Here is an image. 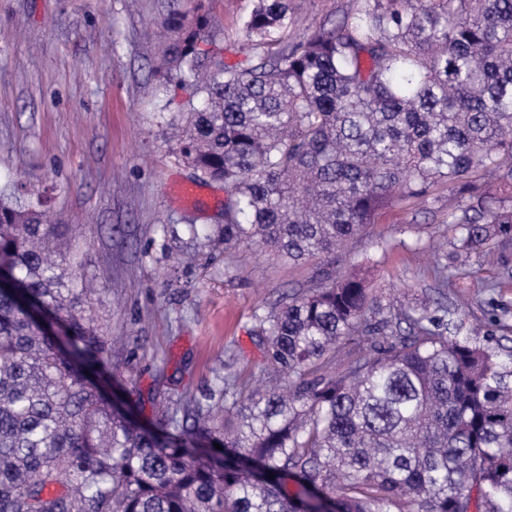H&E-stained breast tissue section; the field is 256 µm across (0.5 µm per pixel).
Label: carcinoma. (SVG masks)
Segmentation results:
<instances>
[{
	"label": "carcinoma",
	"mask_w": 512,
	"mask_h": 512,
	"mask_svg": "<svg viewBox=\"0 0 512 512\" xmlns=\"http://www.w3.org/2000/svg\"><path fill=\"white\" fill-rule=\"evenodd\" d=\"M293 24L290 0H257L251 53L229 63L206 0L161 22L157 118L227 193L206 239L297 263L448 183L431 305L373 322L361 273L328 272L255 315L264 387L226 364L147 429L103 395L112 349L69 227L25 185L0 198V512H309L314 491L332 512H512L508 311L463 335L447 303L460 256L512 244V0H355L290 40ZM33 310L65 321L66 345Z\"/></svg>",
	"instance_id": "cac0c4a2"
}]
</instances>
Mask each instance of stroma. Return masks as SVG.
Returning a JSON list of instances; mask_svg holds the SVG:
<instances>
[{"label":"stroma","mask_w":512,"mask_h":512,"mask_svg":"<svg viewBox=\"0 0 512 512\" xmlns=\"http://www.w3.org/2000/svg\"><path fill=\"white\" fill-rule=\"evenodd\" d=\"M173 0H0V183L36 185L96 288V315L118 371L105 392L154 425L177 401L200 396L223 363L242 380L263 375L256 309L319 281L323 269L357 268L369 301L421 306L430 293L429 251L452 232L457 203L442 185L423 201L392 207L336 256L291 265L245 247L212 250L162 225L224 221L223 184L204 183L195 203L174 187L194 181L155 114L151 29ZM229 62L250 42L239 25L254 0H211ZM293 31L336 19L353 0H291ZM469 277L448 290L468 300L465 322L485 321L484 282L496 270L471 258Z\"/></svg>","instance_id":"stroma-1"}]
</instances>
